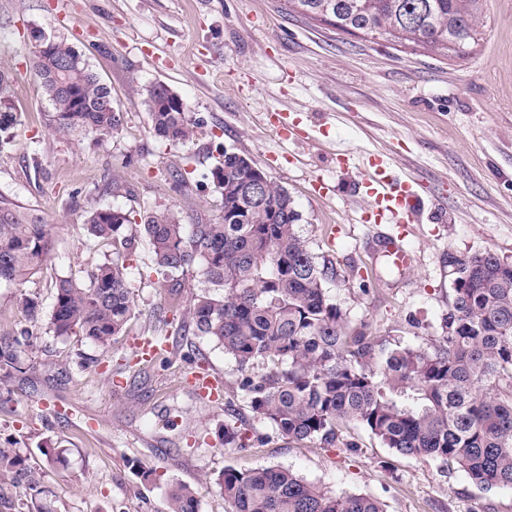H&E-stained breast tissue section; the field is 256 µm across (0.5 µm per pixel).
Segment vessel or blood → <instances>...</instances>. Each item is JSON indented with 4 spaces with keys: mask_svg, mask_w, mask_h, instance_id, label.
I'll return each instance as SVG.
<instances>
[{
    "mask_svg": "<svg viewBox=\"0 0 512 512\" xmlns=\"http://www.w3.org/2000/svg\"><path fill=\"white\" fill-rule=\"evenodd\" d=\"M361 182L370 198L365 212L366 220L377 224L412 222L413 215L420 205V197L410 179L396 178L388 170L386 162L381 161L364 168ZM380 246L396 266H412L414 257L404 245L403 234L383 238Z\"/></svg>",
    "mask_w": 512,
    "mask_h": 512,
    "instance_id": "obj_1",
    "label": "vessel or blood"
}]
</instances>
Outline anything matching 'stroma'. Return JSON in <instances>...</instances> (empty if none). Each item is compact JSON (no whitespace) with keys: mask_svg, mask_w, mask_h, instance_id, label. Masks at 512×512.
<instances>
[{"mask_svg":"<svg viewBox=\"0 0 512 512\" xmlns=\"http://www.w3.org/2000/svg\"><path fill=\"white\" fill-rule=\"evenodd\" d=\"M484 11L483 40L451 60L289 14L285 0H0V70L12 77L21 120L16 146L0 155V192L37 210L53 241L38 275L0 282V334L32 333L24 371L0 369V446L41 468L50 512H168L179 483L197 490L198 512H228L218 476L260 466L370 495L385 512H512V490L480 491L463 472L397 455L358 426L350 448L269 434L234 359L205 338L135 364L141 337L165 336L153 314L166 296L143 274L146 248L127 263L135 310L111 348L48 328L56 280L85 277L112 253L89 237L85 212L180 211L189 196L196 220L215 221L218 197L202 175L223 146L288 191L300 233L333 263L328 294L351 325L414 347L440 344L452 260L491 251L512 262V0H487ZM35 29L68 39L111 89L125 116L113 137L74 142L46 128L50 105L30 66ZM156 82L197 122L186 144L157 137L132 93ZM375 155L393 175L412 171L421 198L405 239L416 262L400 273L384 263L381 226L361 220L360 169ZM175 170L182 185L170 179ZM28 298L41 303L38 320ZM200 369L221 377L218 400L188 384ZM239 420L266 442L224 444V424ZM46 448L63 449V461L48 463Z\"/></svg>","mask_w":512,"mask_h":512,"instance_id":"stroma-1","label":"stroma"}]
</instances>
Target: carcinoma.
<instances>
[{
    "instance_id": "carcinoma-1",
    "label": "carcinoma",
    "mask_w": 512,
    "mask_h": 512,
    "mask_svg": "<svg viewBox=\"0 0 512 512\" xmlns=\"http://www.w3.org/2000/svg\"><path fill=\"white\" fill-rule=\"evenodd\" d=\"M290 11L336 29L412 44L448 59L463 58L483 39L486 0H287ZM52 111L48 129L76 140L118 132L124 113L82 56L64 39L50 53L31 54ZM75 91L80 102L65 96ZM151 126L173 145L194 136L187 104L162 105L166 85L136 87ZM11 80L0 72V154L18 137ZM252 159L226 149L204 174L224 215L186 225L181 213L151 210L139 217L109 206L86 213L91 238L113 257L84 278L55 284L49 330L82 336L108 348L134 311L125 260L145 240L148 270L162 276L168 311L184 310L179 336H200L224 349L241 373L239 387L253 417L292 441L321 447L354 443L342 429L363 427L395 453L439 461L482 490L512 489V264L492 252L454 261L446 336L433 349L384 342L350 326L327 295L333 264L315 254L297 229L288 191L270 177L254 185ZM48 225L31 209L0 194V281L23 282L52 253ZM195 271L202 287L183 298V276ZM29 330L0 334V369L18 368ZM261 365L264 371L253 374ZM224 424V444L263 442ZM26 489L27 512H48L41 475L17 448L0 447V477ZM217 484L231 512H384L379 501L324 490L283 467L226 468ZM197 492L178 485L170 512H197Z\"/></svg>"
}]
</instances>
